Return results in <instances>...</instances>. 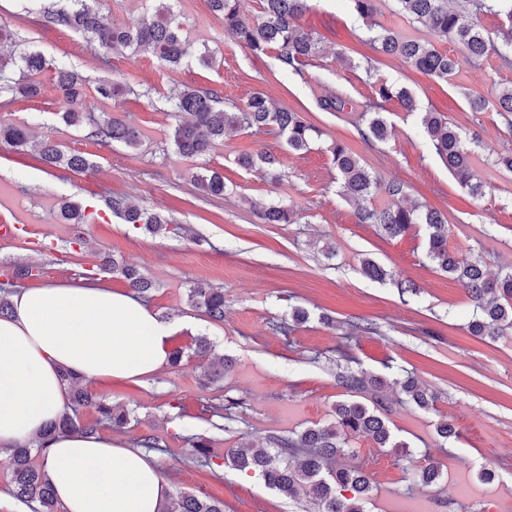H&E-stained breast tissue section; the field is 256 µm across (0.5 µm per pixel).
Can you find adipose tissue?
<instances>
[{
	"label": "adipose tissue",
	"mask_w": 512,
	"mask_h": 512,
	"mask_svg": "<svg viewBox=\"0 0 512 512\" xmlns=\"http://www.w3.org/2000/svg\"><path fill=\"white\" fill-rule=\"evenodd\" d=\"M0 319V447L39 438L64 412L69 370L145 380L169 360L171 323L141 299L82 278L21 288ZM63 512H161L171 488L149 455L101 435L52 439L43 455Z\"/></svg>",
	"instance_id": "1"
}]
</instances>
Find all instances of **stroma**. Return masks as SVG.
<instances>
[{"mask_svg": "<svg viewBox=\"0 0 512 512\" xmlns=\"http://www.w3.org/2000/svg\"><path fill=\"white\" fill-rule=\"evenodd\" d=\"M178 9L192 51L214 52L213 68L193 64L168 71L145 51L106 59L47 18L18 24L20 0H0V24L19 26L21 37L47 58L71 63L93 82L109 77L132 86L133 94L119 103L91 94L86 105L118 113L144 136L136 150L120 143L103 147L88 127L64 125L47 74L44 101L0 109V117L29 125L34 138L52 135L94 163L84 173L62 172L44 165L35 146L0 145V215L30 230L0 240V267L37 265L36 276L25 281L29 287L66 283L91 271L113 291H128L119 274L94 269L99 256L112 255L155 282L149 305L173 324L171 344L184 350L179 365L141 383L87 382L96 396L133 410L135 419L125 430L98 423L90 408L81 412L82 423L129 447L141 436L158 437L154 460L172 492L223 500L224 512H313L307 498L288 499L257 475L223 463L197 468L187 438L210 437L211 452L220 457L244 443L261 447L269 436L332 423L334 406L347 398L336 382V346L343 342L354 371L390 382L412 372L436 395L431 409L396 404L387 414L413 466L396 464L366 440L356 443L355 454L340 457V465L361 462L373 474L366 512H512V331L495 339L470 335L467 290L428 262L425 232L389 238L374 225L358 223L354 204L338 192L328 151L332 142L344 143L379 184L403 181L410 200L444 213L449 250L482 261L490 276L510 272L512 173L482 168L485 194L471 197L423 136L419 115L444 113L467 141L512 152V112H475L465 99L469 93L494 99L512 85V65L492 54L479 64H462L448 81L437 80L377 52L349 0H311L300 24L321 38L324 56L297 75L281 71L274 54L256 56L225 41L224 25L208 0H179ZM369 65L409 88L418 102L414 114L387 103L392 135L384 143L364 141L357 131L360 112L375 95L365 73ZM187 85L212 89L239 105L255 92L267 93L274 107L302 113L319 137L310 151L299 153L289 151L278 134L241 128L227 131L223 146L206 157L184 158L173 146L176 119L168 98ZM330 92L350 96L354 111H323L319 99ZM261 152L279 157V182L236 162L240 154ZM206 168L223 173V197H202L195 178ZM111 195L169 217L178 233L153 236L125 223L105 210ZM66 199L95 208L93 223L78 231L61 223L57 212ZM270 203L299 207L301 220L265 223L257 209ZM77 233L83 245L72 244ZM367 258L394 271L395 279L364 276ZM401 279L416 284L417 293L401 292ZM199 282L223 289V321L191 306L189 290ZM295 306L308 312V320L290 336L278 335L274 324ZM360 320L375 324L376 334L349 336L350 324ZM202 336L213 342L215 356L235 361L224 380L208 388L193 352ZM206 402L225 406L223 429L202 415ZM444 421L453 423L456 436L438 435ZM432 463L442 472L437 484H419L416 467ZM488 470L493 480L484 479Z\"/></svg>", "mask_w": 512, "mask_h": 512, "instance_id": "obj_1", "label": "stroma"}]
</instances>
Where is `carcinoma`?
<instances>
[{"label": "carcinoma", "instance_id": "1", "mask_svg": "<svg viewBox=\"0 0 512 512\" xmlns=\"http://www.w3.org/2000/svg\"><path fill=\"white\" fill-rule=\"evenodd\" d=\"M152 12L128 23L107 25L102 22L92 6V0H64L58 10L49 13L52 23L67 28L103 51V58L122 49L148 51L165 68H177L193 59L205 68L213 65V57L205 50L197 55L190 52V44L182 35V23L174 11L175 0H153ZM213 15L224 22V37L234 45L254 55L276 52L275 58L284 72L301 73L314 64L323 54L321 41L307 32L300 20L307 12L309 0H258L259 10L253 22L247 24L240 16L241 0H209ZM353 10L363 19H371L377 12L378 0H349ZM398 14L423 25L430 34L450 39L460 47L462 57L450 56L439 50L427 39L405 36L390 25H379L372 38L377 51L397 56L416 70L442 81H448L460 68V60L468 63L480 61L494 53L503 61L512 58V0H467L472 12L448 8V0H395ZM502 15L496 38H491L478 20L480 15ZM53 73L54 90L64 106L59 112L62 122L71 126L90 127V136L98 144L108 146L114 142L136 149L141 145L142 134L126 123L118 114L85 111L87 90H93L103 101H116L132 91L127 84L103 79L90 81L63 60H49L34 49H24L13 32L0 25V98L6 103L16 99H35L45 95L40 80L46 71ZM366 73L373 79L375 93L380 102L371 111L362 113L365 123L358 126L359 136L366 141L383 142L388 137V123L380 112L382 103L396 100L408 112L416 110L411 92L389 83L374 73L372 67ZM171 110L179 117L174 127L173 143L176 151L186 158H199L209 154L224 142L228 128L266 129L284 137L288 148L294 152L311 149L318 131L303 116L293 110L274 109L268 96L254 93L243 105H228L217 92L194 86L169 98ZM351 105L341 95H328L320 99V106L327 112H343ZM469 107L475 112L492 108L496 112H512V86L501 89L490 102L482 97L468 98ZM421 128L430 140L435 153L467 192L478 197L483 195L485 182L478 172V163L497 169L512 171V154L487 148L485 158L462 138L454 125L441 112L420 113ZM29 139L24 124L0 120V144L22 147ZM41 159L49 166L73 173H82L94 167V163L80 152L68 151L50 136L39 143ZM336 168L339 192L346 199L358 204L357 220L360 224H373L387 237L397 238L408 233L416 224L429 231L426 258L439 272L465 283L473 302V315L468 323L475 336L495 338L506 328H512V273L496 281L487 278L483 266L469 257L448 251V232L444 215L432 208L407 203L406 185L399 180L385 184L383 191L390 203L380 207L373 203L379 185L357 155L345 145L334 142L329 146ZM239 166L246 170L260 165L269 171L275 169L278 160L273 154L257 157L241 156ZM199 190L207 198L224 195V177L216 171L196 176ZM107 206L120 213L130 224H143L149 232L164 228L168 220L157 215H145L138 206L122 197H113ZM58 217L68 224H86L89 215L80 202H65L60 206ZM263 217L268 224H295L298 213L292 208L271 204L264 208ZM112 271L119 273L129 287L146 294L153 283L137 267L112 261ZM364 275L374 281L393 277L392 272L371 259L363 261ZM35 276L34 267L0 273V318L12 311L10 296L20 287V280ZM189 300L211 319L224 320V290L197 285L190 289ZM231 362L219 357L204 368L203 385L215 384L224 379ZM62 380L71 391V402L64 414L34 444L11 450L12 470L9 482L12 495L27 504L31 512H59L55 491L45 470L32 462V453L43 454L46 442L64 433L96 434V428L84 425L79 413L92 408L98 421L114 428L124 427L130 414L104 399L94 398L82 386V380L68 371L62 372ZM338 385L350 394L368 393L371 405L358 401H341L334 407V422L327 426L307 428L300 433L272 435L263 448L243 445L230 448L224 454V462L241 472H258L265 482L288 498L297 496L298 490L306 489L315 505L316 512H365L364 503L371 490L372 479L362 465L336 468V458L352 453L351 442L367 440L378 448H389L400 461H409L406 445L392 439L386 415L391 397L386 383L377 377L367 379L348 368L336 373ZM399 394L428 410L434 405V396L413 375L397 382ZM192 456L201 466H211L213 455L210 441L202 437L190 438ZM162 512H224V502L201 499L193 494L179 492L171 497Z\"/></svg>", "mask_w": 512, "mask_h": 512}]
</instances>
